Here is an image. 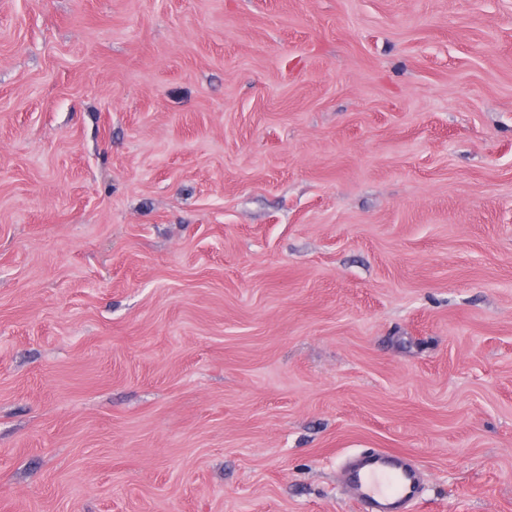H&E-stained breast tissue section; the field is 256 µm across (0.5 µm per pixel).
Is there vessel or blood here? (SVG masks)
<instances>
[{
  "label": "vessel or blood",
  "instance_id": "1",
  "mask_svg": "<svg viewBox=\"0 0 512 512\" xmlns=\"http://www.w3.org/2000/svg\"><path fill=\"white\" fill-rule=\"evenodd\" d=\"M350 481L362 512H398L418 493L416 471L385 449L370 450L359 459Z\"/></svg>",
  "mask_w": 512,
  "mask_h": 512
}]
</instances>
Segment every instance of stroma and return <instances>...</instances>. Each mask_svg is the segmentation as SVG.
Returning a JSON list of instances; mask_svg holds the SVG:
<instances>
[{
    "label": "stroma",
    "mask_w": 512,
    "mask_h": 512,
    "mask_svg": "<svg viewBox=\"0 0 512 512\" xmlns=\"http://www.w3.org/2000/svg\"><path fill=\"white\" fill-rule=\"evenodd\" d=\"M512 512V0H0V512ZM354 499L365 512H400L418 493L416 471L385 449H371L353 466Z\"/></svg>",
    "instance_id": "stroma-1"
}]
</instances>
